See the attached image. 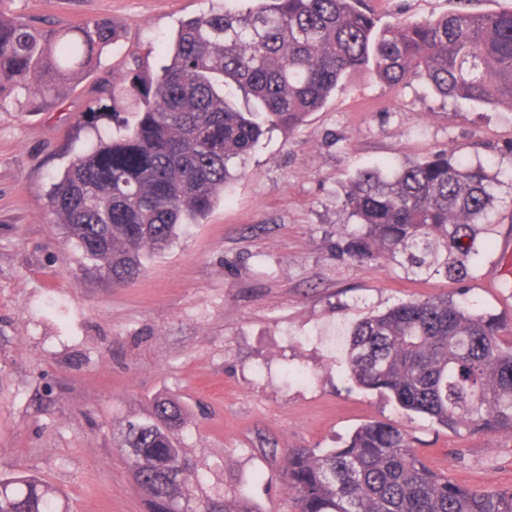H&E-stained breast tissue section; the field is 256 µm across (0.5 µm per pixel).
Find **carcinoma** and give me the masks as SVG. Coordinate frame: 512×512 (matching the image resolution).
I'll return each mask as SVG.
<instances>
[{"mask_svg": "<svg viewBox=\"0 0 512 512\" xmlns=\"http://www.w3.org/2000/svg\"><path fill=\"white\" fill-rule=\"evenodd\" d=\"M240 2L181 22L158 69L133 58L112 81V107L88 110L94 143L54 183L55 223L115 286L134 282L147 258L224 198L266 133L320 110L355 71L371 70L392 90L423 79L444 99L512 108V10L477 12L459 0L443 16L381 26L364 0ZM117 41L106 20L66 29L0 20V101H48ZM120 102L133 121L114 130L102 120L116 118ZM496 186L482 164L448 150L363 170L344 194L355 220L346 254L463 281L477 243L488 245ZM346 373L442 428L512 434V337L464 298H416L358 320ZM153 415L124 431L150 512H255L241 497L198 495L186 449L174 444L184 410L160 397ZM284 474L295 512H512V489L455 484L422 461L405 429L381 421L359 426L341 448L291 449ZM0 487V512H62L34 475L0 478Z\"/></svg>", "mask_w": 512, "mask_h": 512, "instance_id": "carcinoma-1", "label": "carcinoma"}]
</instances>
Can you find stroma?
<instances>
[{"label": "stroma", "mask_w": 512, "mask_h": 512, "mask_svg": "<svg viewBox=\"0 0 512 512\" xmlns=\"http://www.w3.org/2000/svg\"><path fill=\"white\" fill-rule=\"evenodd\" d=\"M382 22L440 16L456 0H365ZM224 0H6L36 25L113 23L116 46L49 102L0 105V475L33 473L68 512H147L118 433L175 399L200 493H246L256 512H294L292 448H339L368 421L409 432L426 464L478 491L512 488V435L438 428L353 385L341 335L427 296L467 294L512 335V109L443 99L425 83L389 90L366 70L293 129L266 134L246 176L188 225L137 281L90 270L51 222L53 177L86 144L81 126L130 54L155 69L180 21ZM448 149L499 180L492 246L463 282L407 277L340 253L342 199L360 170Z\"/></svg>", "instance_id": "stroma-1"}]
</instances>
